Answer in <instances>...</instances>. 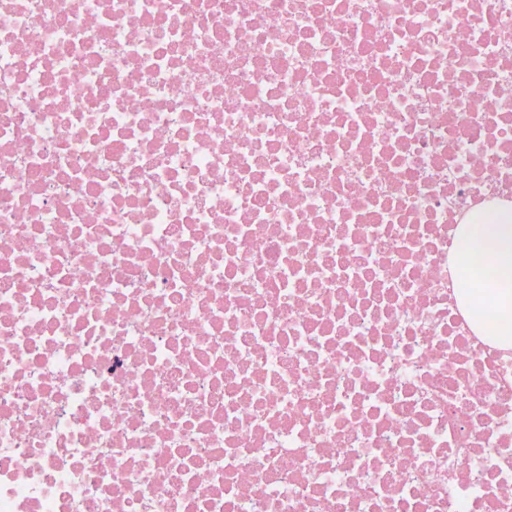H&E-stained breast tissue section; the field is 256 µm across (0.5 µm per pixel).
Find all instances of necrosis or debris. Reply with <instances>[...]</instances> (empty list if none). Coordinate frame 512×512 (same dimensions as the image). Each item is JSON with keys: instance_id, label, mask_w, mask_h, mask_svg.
Masks as SVG:
<instances>
[{"instance_id": "necrosis-or-debris-1", "label": "necrosis or debris", "mask_w": 512, "mask_h": 512, "mask_svg": "<svg viewBox=\"0 0 512 512\" xmlns=\"http://www.w3.org/2000/svg\"><path fill=\"white\" fill-rule=\"evenodd\" d=\"M512 0H0V512H512ZM477 226L483 230L479 253H491L496 260L489 263L475 280L473 258L476 254L473 253V249L470 253L466 252L463 249V244L465 242L471 244L472 233ZM463 236L460 256L465 262L470 260L466 269L470 286L478 298L484 297L486 292L494 293L495 313L499 319L498 328L503 333L502 336H510L512 339V252L510 253L509 247L510 240H512V222L510 224H467Z\"/></svg>"}]
</instances>
